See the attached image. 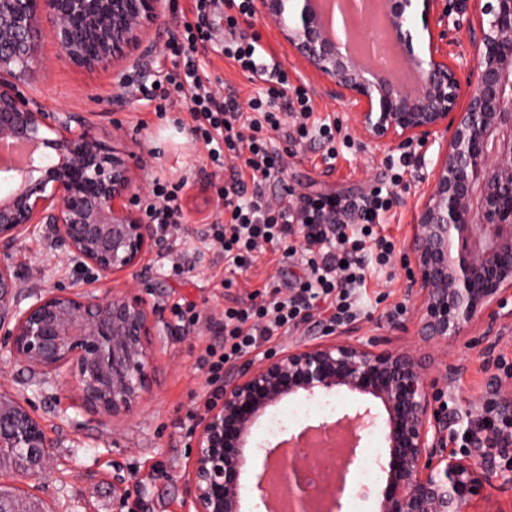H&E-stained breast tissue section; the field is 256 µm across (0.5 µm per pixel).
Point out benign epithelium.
I'll list each match as a JSON object with an SVG mask.
<instances>
[{"label": "benign epithelium", "instance_id": "benign-epithelium-1", "mask_svg": "<svg viewBox=\"0 0 512 512\" xmlns=\"http://www.w3.org/2000/svg\"><path fill=\"white\" fill-rule=\"evenodd\" d=\"M421 2L427 53L406 22ZM290 0H255L257 13L316 74L357 109L359 134L380 148L438 143L431 180L408 243L411 293L428 341L462 335L480 318L500 317L512 294V0H455L474 10L471 55L448 63L451 10L443 0H385V35L417 74L408 87L345 54L324 25L316 0L288 17ZM171 0H0V148L31 142L42 152L19 176L0 168V243L46 224L66 256L104 278L136 267L155 229L126 206L139 186L129 161L108 149L76 116L46 112L21 92L42 67L50 36L61 58L90 69L143 68L157 51L148 38ZM475 88L457 109L458 70ZM13 321L10 355L45 374L70 372L81 401L105 413L129 411L146 392L157 312L133 289L104 298L83 292L23 293L0 265V322ZM345 389L367 397L354 421L382 419L388 448L379 512H471L487 493L494 466L448 447L457 417L437 405L418 361L373 350L349 334L284 347L224 381L196 428L183 476L194 512H242L244 467L253 428L282 400ZM47 447L24 406L0 395V448H26L35 461Z\"/></svg>", "mask_w": 512, "mask_h": 512}]
</instances>
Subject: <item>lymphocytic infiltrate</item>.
Instances as JSON below:
<instances>
[{"label":"lymphocytic infiltrate","mask_w":512,"mask_h":512,"mask_svg":"<svg viewBox=\"0 0 512 512\" xmlns=\"http://www.w3.org/2000/svg\"><path fill=\"white\" fill-rule=\"evenodd\" d=\"M254 0H227L224 17V57L261 83L257 96L240 103L234 92L220 94L200 71L195 52L212 35L203 18L216 0H195V19H181V34L169 48L180 63L164 82L143 88L156 111L186 107L194 142L205 150L212 167L229 177L218 187L219 211L208 230L225 265L249 271L265 247H273L278 263L302 257L307 278L290 288L271 283L251 293L247 301H232L224 309L221 344L208 347L200 359L209 381L219 379L225 364L235 363L272 336L288 334L314 313L330 323L356 320V294L368 274L387 266L396 245L378 228L395 204L392 195L376 186L355 197L328 193L297 194L283 178L285 144L301 146L319 138L324 160L336 157L337 141L348 140L342 126L316 118L311 94L289 80L259 37L237 33L240 18L254 17ZM252 193H245V186ZM177 190L154 183L143 208L147 223L160 232L177 227L181 218Z\"/></svg>","instance_id":"1"}]
</instances>
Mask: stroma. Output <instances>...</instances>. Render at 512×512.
<instances>
[{
    "label": "stroma",
    "instance_id": "stroma-1",
    "mask_svg": "<svg viewBox=\"0 0 512 512\" xmlns=\"http://www.w3.org/2000/svg\"><path fill=\"white\" fill-rule=\"evenodd\" d=\"M173 8L156 34L158 49L142 71H129V83L152 85L175 66L165 51L191 0H172ZM224 6L206 19L214 40L199 49L202 70L237 92L240 101L257 94L259 87L224 61ZM238 33L259 37L288 71L291 80L307 85L316 115L330 123L353 129L351 107L332 94L330 86L312 75L297 54L280 38L275 24L262 15L240 21ZM44 65L26 89L46 111L70 112L88 121L95 135L119 154L135 153L141 165V186L133 197L143 202L154 179L179 188L182 216L177 230L160 239L135 268L100 280L96 272L70 263L46 226L9 246L0 245V264L16 274L23 291H91L135 288L157 307L160 334L153 340L151 380L147 393L130 412L105 415L84 406L74 378L67 373L50 378L14 360L7 336L0 328V392L22 402L43 426L48 448L41 473L23 479L0 473V486H15L36 500L41 512H186L182 475L190 463L191 425L201 418L213 397L197 360L207 346L223 341L222 311L230 300L248 294L271 280L306 277L305 266H281L263 254L248 272L226 271L217 246L206 235L214 219L217 199L212 167L176 121L183 108L161 114L155 105L127 94L111 71H87L67 64L52 38L41 47ZM319 143L293 146L284 177L301 193L352 195L386 181L389 162L408 161L404 182L396 190L393 216L383 234L393 236L397 248L389 272L374 273L361 289V315L354 322L358 341L377 348L406 351L422 363L429 380L452 383L443 397L451 414L471 419L490 400L512 396V376L498 370L496 359L512 357V320L482 321L453 343L429 344L418 334L417 311L408 296L409 270L405 261L413 234L420 195L431 176L436 148L379 150L354 134L351 146H338L333 165L322 161ZM178 254L185 271L174 274L168 253ZM192 302L200 323L185 330L170 308ZM403 314H395V305ZM445 382V381H444ZM331 409L313 412L312 400L302 396L284 399L270 407L256 424L252 444L271 449L286 433L308 425L332 422L354 415L359 399L339 391L326 397Z\"/></svg>",
    "mask_w": 512,
    "mask_h": 512
}]
</instances>
